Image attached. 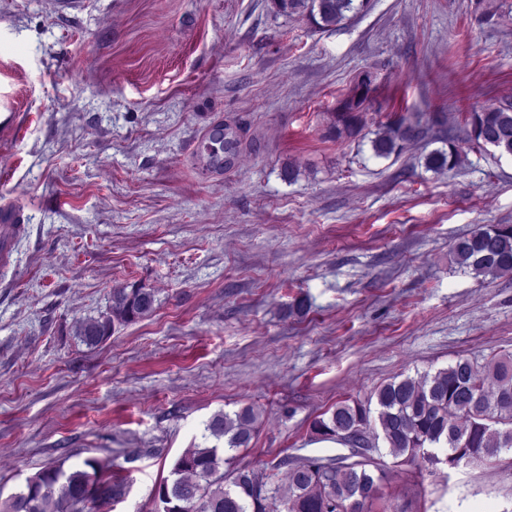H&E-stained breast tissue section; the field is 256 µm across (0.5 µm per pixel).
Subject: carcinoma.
<instances>
[{"instance_id":"obj_1","label":"carcinoma","mask_w":512,"mask_h":512,"mask_svg":"<svg viewBox=\"0 0 512 512\" xmlns=\"http://www.w3.org/2000/svg\"><path fill=\"white\" fill-rule=\"evenodd\" d=\"M275 12L304 17L321 29L338 26L350 15L370 8V0H271ZM373 79L365 74L345 98L336 136L355 134L360 113L371 101ZM468 139L512 156V105L491 104L468 112ZM418 122L402 115L371 140L374 155H399L416 137ZM236 132L227 125L214 126L204 144L209 165L222 169L236 155ZM459 154L453 142L448 149L426 157V168L454 169ZM458 265L493 279L512 274V224L484 225L453 246ZM153 290L139 284L118 285L109 293L106 310L76 322L74 336L94 347L106 342L117 328L151 316L156 309ZM377 410L346 399L328 416H319L312 431L369 451L375 444L367 433L382 440L398 458L426 459L428 448L444 451L445 464L469 462L512 450V353L478 365L469 359L426 374L381 385L375 392ZM259 420L248 406L215 414L205 430L215 438L211 446L187 448L174 462L170 477L155 487L154 499L166 512H362L378 491L377 479L364 458L347 465L305 459L279 474L250 467L224 470V452L249 447ZM123 482L112 478L94 460L68 468L52 465L27 479L12 496L0 502V512H84L97 500L114 499Z\"/></svg>"}]
</instances>
